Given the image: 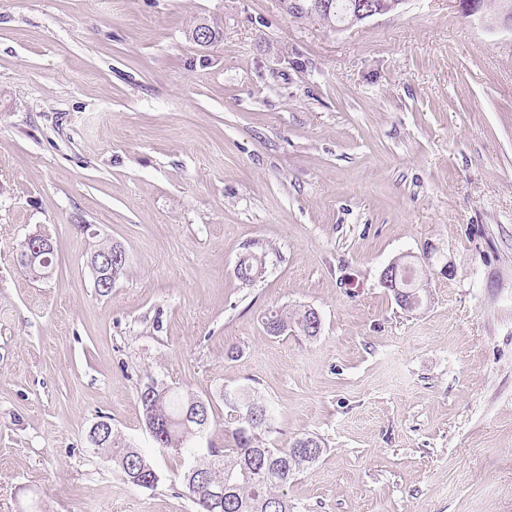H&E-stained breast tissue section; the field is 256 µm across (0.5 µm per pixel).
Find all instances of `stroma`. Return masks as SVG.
Listing matches in <instances>:
<instances>
[{
    "label": "stroma",
    "instance_id": "stroma-1",
    "mask_svg": "<svg viewBox=\"0 0 512 512\" xmlns=\"http://www.w3.org/2000/svg\"><path fill=\"white\" fill-rule=\"evenodd\" d=\"M35 232L40 281L16 262ZM104 240L127 267L102 294ZM409 256L413 312L381 280ZM303 308L318 336L267 334ZM150 378L211 404L197 450L233 447L247 386L262 447L320 437L299 512H512V31L456 0L341 32L279 0H0V512H196L143 425ZM102 416L154 488L92 448Z\"/></svg>",
    "mask_w": 512,
    "mask_h": 512
}]
</instances>
